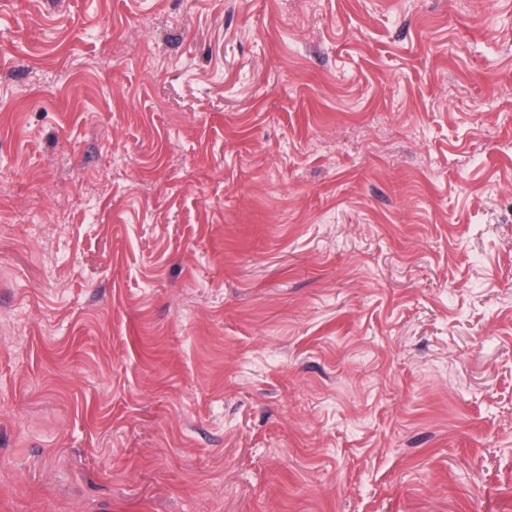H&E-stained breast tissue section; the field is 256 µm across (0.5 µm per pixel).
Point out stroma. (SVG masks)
<instances>
[{"instance_id":"1","label":"stroma","mask_w":512,"mask_h":512,"mask_svg":"<svg viewBox=\"0 0 512 512\" xmlns=\"http://www.w3.org/2000/svg\"><path fill=\"white\" fill-rule=\"evenodd\" d=\"M0 512H512V0H0Z\"/></svg>"}]
</instances>
